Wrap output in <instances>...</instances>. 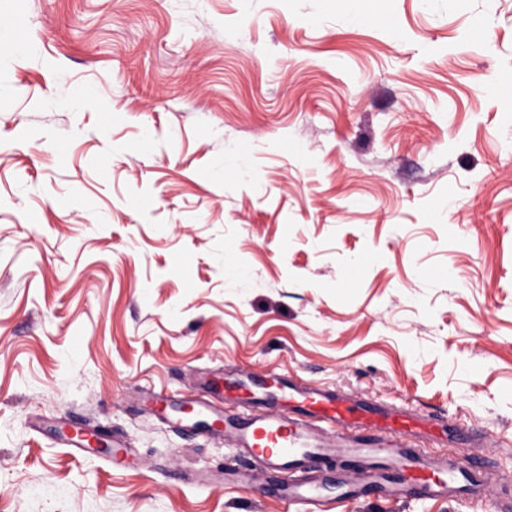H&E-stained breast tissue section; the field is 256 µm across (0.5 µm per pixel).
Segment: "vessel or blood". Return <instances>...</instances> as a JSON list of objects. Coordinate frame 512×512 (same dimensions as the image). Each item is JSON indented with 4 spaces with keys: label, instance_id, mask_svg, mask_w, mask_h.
Listing matches in <instances>:
<instances>
[{
    "label": "vessel or blood",
    "instance_id": "1",
    "mask_svg": "<svg viewBox=\"0 0 512 512\" xmlns=\"http://www.w3.org/2000/svg\"><path fill=\"white\" fill-rule=\"evenodd\" d=\"M202 388L196 418L220 422L225 441L245 453V466L225 470V477L250 485L271 476L275 494L291 504L312 503L327 512L335 498L445 502L492 482L468 459L423 455L420 443L434 440L436 432L417 412L385 410L277 372L211 374ZM228 391L259 396L262 405L252 413L230 409L224 404Z\"/></svg>",
    "mask_w": 512,
    "mask_h": 512
}]
</instances>
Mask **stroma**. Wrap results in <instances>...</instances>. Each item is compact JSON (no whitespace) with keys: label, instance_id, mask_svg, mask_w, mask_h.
Here are the masks:
<instances>
[{"label":"stroma","instance_id":"35a3bbf8","mask_svg":"<svg viewBox=\"0 0 512 512\" xmlns=\"http://www.w3.org/2000/svg\"><path fill=\"white\" fill-rule=\"evenodd\" d=\"M0 25L29 47L0 56V512H314L147 407L236 370L434 414L512 479V0H0Z\"/></svg>","mask_w":512,"mask_h":512}]
</instances>
